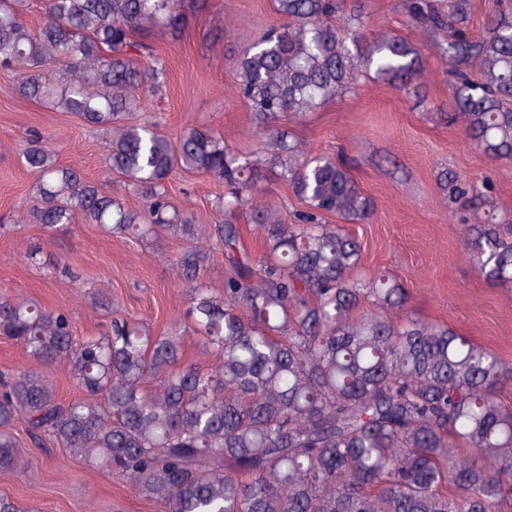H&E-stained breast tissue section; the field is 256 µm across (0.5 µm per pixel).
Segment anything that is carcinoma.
Returning a JSON list of instances; mask_svg holds the SVG:
<instances>
[{
    "label": "carcinoma",
    "instance_id": "1",
    "mask_svg": "<svg viewBox=\"0 0 512 512\" xmlns=\"http://www.w3.org/2000/svg\"><path fill=\"white\" fill-rule=\"evenodd\" d=\"M179 4L0 0V71L21 97L103 131L107 173L105 183L83 176L28 131L33 201L16 222L94 224L138 246L176 240L187 303L186 321L162 336L114 316L79 339L69 310L1 293L0 335L34 367L0 372V471L20 467V425L32 444L112 472L165 512H512V362L420 316L395 276L361 272L349 225L367 219L372 199L346 161L277 124L363 77L422 102L428 50L448 82L440 118L486 157L511 161L512 0H496L476 33L473 0H400L414 41L368 32L362 0H273L278 22L233 62L254 150L204 125L169 136L140 111L168 67L134 34L179 27ZM270 173L301 208L260 200ZM200 174L224 187L209 224L172 194L176 177ZM440 185L463 230L459 262L512 285V222L496 220L489 185L454 171ZM242 215L258 256L244 247ZM215 252L219 289L203 275ZM188 334L219 362L185 363ZM56 368L82 396L59 398Z\"/></svg>",
    "mask_w": 512,
    "mask_h": 512
}]
</instances>
